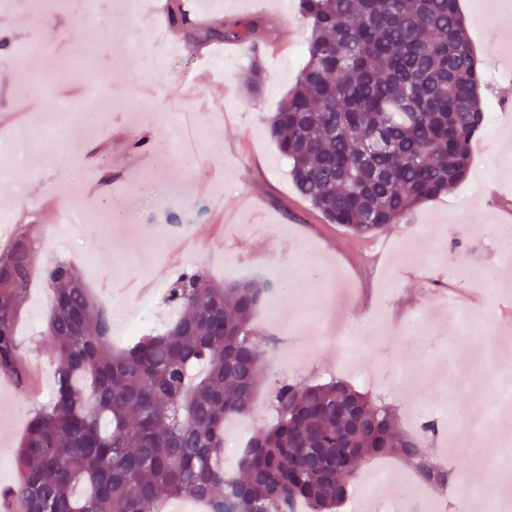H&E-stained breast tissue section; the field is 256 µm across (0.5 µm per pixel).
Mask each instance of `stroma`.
Segmentation results:
<instances>
[{"label":"stroma","instance_id":"1","mask_svg":"<svg viewBox=\"0 0 512 512\" xmlns=\"http://www.w3.org/2000/svg\"><path fill=\"white\" fill-rule=\"evenodd\" d=\"M483 3L481 22L470 21L468 29L479 56L485 98L512 104V82L496 79L503 61L512 58V7L505 0ZM218 22L235 30L254 24L255 43L205 40L210 23L194 13L185 23L173 25L179 51L158 67L149 20L133 21L130 36L123 40L121 63L108 55L101 67L109 81L108 94L123 99L124 107L112 110L100 129L72 123L64 136L68 153L59 154L53 164L36 162L22 194H14L10 183L0 182V206L6 217L0 224V251L24 240L35 265L14 325L26 379L17 382L14 375L0 370V503H9L8 491L17 481L12 450L33 414L50 402L60 365L44 336L52 292L42 275L45 268L57 264L81 271L92 297L111 310L112 343L122 348L133 341L132 325H140L145 335L169 327L174 316L166 296L171 281L183 271L195 269L224 282L258 278L279 288L300 241L309 244V260L322 263L333 282L316 310L345 300L344 322L365 333L366 348L355 363L368 379L363 392L385 402L401 424H408L410 409L420 395L412 384L395 389L384 383L389 351L431 387L453 384L446 369L454 349L408 348L400 337L381 334L379 328L400 327L413 315L436 320L440 310L430 295L442 290L449 268L494 267V245L474 237L472 227L480 224L490 232L495 225L512 224V170L500 168L502 159L512 158V111L490 115L475 134L470 171L461 183L441 198L416 207L380 237L357 238L345 227L329 223L296 191L288 163L267 132L269 117L305 64L310 28L299 12L298 0H224ZM61 23L52 55L31 61V68L51 65L75 44H101L110 38L102 20L89 25L80 18L65 17ZM192 36L199 38L200 48L190 52L186 44ZM254 64L261 71L262 87L251 96L242 79ZM20 66L11 53L0 51V86L6 89L0 96V113L16 115L15 120L0 123V136L23 147L28 126L44 109L47 96L22 90ZM217 66L222 73L214 82L222 88L221 102L212 101L209 89L202 88L179 124L159 127L140 122L144 105L167 107L166 90L183 88L196 71ZM157 143L168 149L174 162L156 169L153 178L142 179L140 147ZM81 204L124 212L127 221L89 224L83 228V239L69 240L58 250L47 246L52 227L46 222V210ZM216 206L224 209L223 236L208 235L198 242L174 238L166 252H156V228L173 234L179 226L211 224ZM443 231L448 234V249L432 255L431 239ZM303 304L298 288L292 287L281 323L260 314L255 317V329L272 340L273 350L254 411L245 419L249 432L274 422L265 404L291 346L281 332L282 323H294L296 337L307 342L297 384L324 382L329 372L341 380L349 377L320 339L324 321L297 320ZM466 343L474 357L468 363L471 386L461 392V399H471V387L486 385L489 378L512 377V350L487 361L485 337L471 336Z\"/></svg>","mask_w":512,"mask_h":512}]
</instances>
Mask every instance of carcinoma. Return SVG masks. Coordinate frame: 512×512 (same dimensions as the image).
<instances>
[{
    "instance_id": "1",
    "label": "carcinoma",
    "mask_w": 512,
    "mask_h": 512,
    "mask_svg": "<svg viewBox=\"0 0 512 512\" xmlns=\"http://www.w3.org/2000/svg\"><path fill=\"white\" fill-rule=\"evenodd\" d=\"M307 62L269 120L297 192L331 224L376 235L462 181L485 120L457 0H300ZM255 27L205 38L254 42ZM33 271L22 243L0 257V370L23 381L14 337ZM45 336L61 364L51 404L16 448L9 491L22 512H155L192 496L209 512H331L358 479L356 460L390 454L419 479L448 484L388 407L343 381L281 385L276 424L255 435L240 475L224 476V421L253 406L267 340L253 315L261 280L216 284L197 271L170 288L179 316L163 334L112 352L111 314L77 271L45 272Z\"/></svg>"
}]
</instances>
